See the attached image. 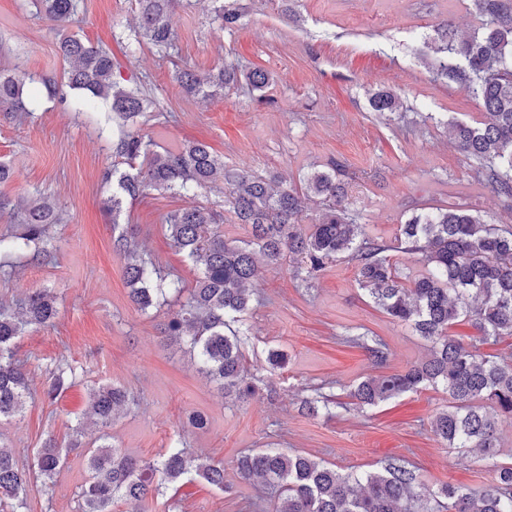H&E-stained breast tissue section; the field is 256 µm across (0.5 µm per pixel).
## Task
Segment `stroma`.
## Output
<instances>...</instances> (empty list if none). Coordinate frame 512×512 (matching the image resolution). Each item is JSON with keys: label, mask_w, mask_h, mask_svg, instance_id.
I'll list each match as a JSON object with an SVG mask.
<instances>
[{"label": "stroma", "mask_w": 512, "mask_h": 512, "mask_svg": "<svg viewBox=\"0 0 512 512\" xmlns=\"http://www.w3.org/2000/svg\"><path fill=\"white\" fill-rule=\"evenodd\" d=\"M239 27L222 30L211 20L210 0L176 7L170 23L177 35L171 56L150 50L128 57L120 38L135 23L132 0H86L71 24L92 44L108 48L122 83H137L158 100L142 131L171 149L200 140L226 167L276 175L299 183L330 162L362 173L352 209L369 235L394 240L399 224L417 208L464 202L488 222L512 226V210L477 181L469 160L449 139L448 121L476 122L482 107L455 85L435 81L430 42L443 21L460 34L480 25L473 0H246ZM54 26L34 14L27 0H0V67L22 65L37 75L61 77ZM240 70L264 69L274 83L256 97L237 90L202 101L186 96L175 71H204L220 63ZM391 89L402 100L385 118L373 112L369 94ZM104 104L86 108L82 98L42 99L19 120L0 112V159L12 177L0 194H41L55 200L61 221L52 234L54 258L12 254L9 278L0 277V302L11 303L35 288L58 298L53 326L31 330L15 345L37 397L25 413L0 423V439L14 449L21 467L31 465L47 435L64 439L82 419L92 387L115 383L134 395L108 429L128 455L153 459L171 441L224 463V487L185 482L177 512H253L269 507V485L241 481L240 456L282 448L350 470L377 469L382 459L406 460L428 485L482 488L490 466L473 454L446 447L431 419L448 405L447 392L427 387L375 407H358L350 385L367 376L396 372L425 359L427 343L378 309L356 281L353 262L328 266L311 287L289 270L261 266L254 284L244 348L247 367L264 364L268 351L287 355L259 395L247 402L226 397L199 374L188 352L162 346L159 332L172 307L139 311L130 299L125 262L112 248V216L101 184L112 165V134L102 131ZM201 203L223 211L222 190L198 197L150 193L130 201L124 214L138 225L137 248L194 287L197 267L170 246L163 223L174 210ZM375 336L388 346L386 366L372 363L352 337ZM80 366L84 378L56 401L41 392L47 371L59 360ZM332 396L329 414L301 413L303 398ZM203 412L206 429L183 427L185 411ZM86 480L84 458L72 453L52 483L32 481L25 512H79Z\"/></svg>", "instance_id": "stroma-1"}]
</instances>
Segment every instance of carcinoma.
<instances>
[{
    "mask_svg": "<svg viewBox=\"0 0 512 512\" xmlns=\"http://www.w3.org/2000/svg\"><path fill=\"white\" fill-rule=\"evenodd\" d=\"M191 0H134L137 23L125 36L126 49L136 54L145 47L170 55L177 39L170 13ZM214 21L232 29L242 20L241 0H212ZM36 15L63 31L57 52L69 68L63 80L35 77L19 66L0 70V112L31 113L41 91L48 97L81 92L88 104L110 105L106 120L118 121L112 137L116 163L101 178L105 204L113 226L127 200L150 191L193 196L208 184L225 185L224 207L236 223L249 228L250 239L224 240L223 217L194 205L167 214L165 225L172 246L185 259L201 263L194 288L184 293L182 279L163 274L152 259L135 248L138 225L125 224L113 237V250L125 260L130 298L146 311L174 298L179 302L162 328L165 345L185 346L196 355L199 371L219 383L224 394L238 400L253 396L264 383L260 372L246 367L244 347L249 332L244 317L251 311L249 285L257 275V257L268 264H287L293 274L311 285L326 267L340 258L354 262L357 282L370 300L390 318L407 324L429 344L428 357L402 371L366 378L351 387L349 396L363 406H375L427 386L443 387L450 405L431 421L434 435L450 448L471 449L491 463L493 482L475 490L464 485L430 487L416 470L399 458H389L370 471H341L323 460L279 448H262L241 456L242 479L260 478L279 488L272 512H512V461L501 462L499 424L512 421V362L481 347L512 338V227L490 224L463 204L414 214L400 225L395 243L366 233L350 208L349 191L356 175L332 162L316 170L301 186L266 179L246 170L224 168V160L201 141H188L176 150H157L141 133L140 119L159 104L139 86L114 79L111 53L64 33L82 11L83 0H31ZM482 23L461 37L446 23L437 33L435 79L454 83L482 106L474 124L450 122L452 143L476 163L480 182L512 199V0H474ZM176 80L186 95L215 99L244 82L251 93L267 88L272 76L256 68L238 78L223 65L205 72L189 67ZM370 104L380 115L394 114L398 95L384 90ZM320 199L319 221L302 227L303 199ZM16 211L20 231L0 233V254H51L50 229L59 223L57 204L32 196L13 200L0 195V211ZM418 256L426 274L407 280L389 252ZM56 295L46 288L30 291L12 309L0 305V421L21 415L31 398V379L15 358L16 339L33 327L54 324ZM467 321L479 335L465 339L451 333ZM368 356L382 365L388 350L381 342L362 343ZM77 380L75 368L58 361L48 371L43 397L53 402ZM131 398L128 388L102 384L90 394V410L103 428L112 424L117 408ZM73 429L71 439L59 442L49 435L29 468L19 466L15 452L0 442V512H20L31 479L48 484L64 466L69 452L81 447ZM102 443L84 451L88 477L79 492L80 512H112L121 501L143 505L166 496L167 489L200 478L224 490V463L202 462L174 440L155 459L128 456L103 434Z\"/></svg>",
    "mask_w": 512,
    "mask_h": 512,
    "instance_id": "cac0c4a2",
    "label": "carcinoma"
}]
</instances>
